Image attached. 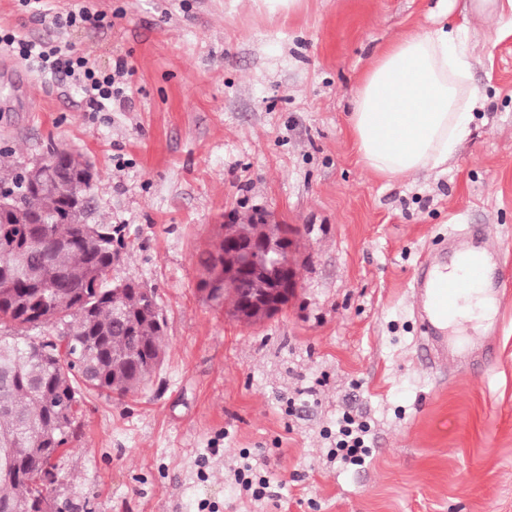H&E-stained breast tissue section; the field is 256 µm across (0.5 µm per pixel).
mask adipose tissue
<instances>
[{
  "label": "adipose tissue",
  "mask_w": 512,
  "mask_h": 512,
  "mask_svg": "<svg viewBox=\"0 0 512 512\" xmlns=\"http://www.w3.org/2000/svg\"><path fill=\"white\" fill-rule=\"evenodd\" d=\"M460 31L438 23L385 44L363 75L349 122L365 169L384 178L447 164L470 133L479 98Z\"/></svg>",
  "instance_id": "adipose-tissue-1"
}]
</instances>
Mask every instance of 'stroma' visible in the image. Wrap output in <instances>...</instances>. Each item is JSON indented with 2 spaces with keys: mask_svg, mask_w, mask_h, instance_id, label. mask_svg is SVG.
I'll list each match as a JSON object with an SVG mask.
<instances>
[{
  "mask_svg": "<svg viewBox=\"0 0 512 512\" xmlns=\"http://www.w3.org/2000/svg\"><path fill=\"white\" fill-rule=\"evenodd\" d=\"M447 2L480 97L470 134L446 166L385 180L359 160L352 99L380 46L439 22L438 0H303L287 18L254 0L47 4L114 14L108 29L0 0L2 27L102 69L127 61L129 98L97 112L71 80L11 59L0 150L24 165L52 141L95 163L88 221L127 242L110 276L154 288L166 322L141 391L83 392L51 512H512V34ZM257 212L294 228L300 288L244 326L200 291L197 256ZM467 224L506 266L498 326L470 340L495 352L476 375L427 359L411 292ZM345 413L370 426L364 465L331 454ZM245 466L272 497L241 489Z\"/></svg>",
  "mask_w": 512,
  "mask_h": 512,
  "instance_id": "35a3bbf8",
  "label": "stroma"
}]
</instances>
